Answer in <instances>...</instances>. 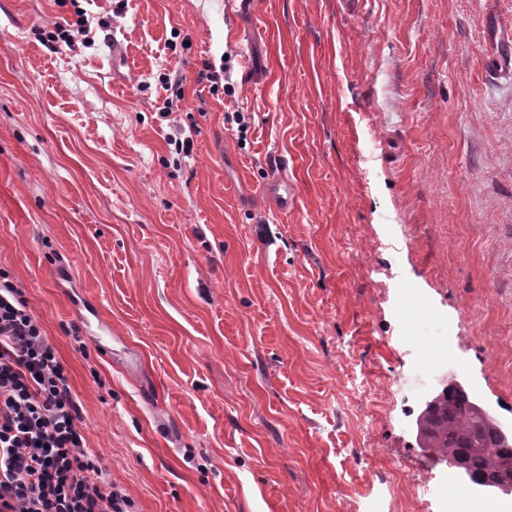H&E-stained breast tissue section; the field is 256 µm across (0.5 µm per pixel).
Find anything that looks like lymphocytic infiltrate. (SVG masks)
I'll list each match as a JSON object with an SVG mask.
<instances>
[{
	"mask_svg": "<svg viewBox=\"0 0 512 512\" xmlns=\"http://www.w3.org/2000/svg\"><path fill=\"white\" fill-rule=\"evenodd\" d=\"M86 444L68 373L20 288L0 280V512H128Z\"/></svg>",
	"mask_w": 512,
	"mask_h": 512,
	"instance_id": "1",
	"label": "lymphocytic infiltrate"
}]
</instances>
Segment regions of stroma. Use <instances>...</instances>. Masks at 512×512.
Segmentation results:
<instances>
[{"label": "stroma", "instance_id": "stroma-1", "mask_svg": "<svg viewBox=\"0 0 512 512\" xmlns=\"http://www.w3.org/2000/svg\"><path fill=\"white\" fill-rule=\"evenodd\" d=\"M83 7L93 46L53 49L69 8L0 0V271L88 447L132 512H413L395 471L448 481L422 394L462 377L512 421V0ZM407 287L457 335L443 366L396 343ZM171 73L167 70V72L161 73L158 78L161 87L168 93L163 102L161 112L163 117H167L173 112H178L185 95L183 75L176 73L172 79Z\"/></svg>", "mask_w": 512, "mask_h": 512}]
</instances>
